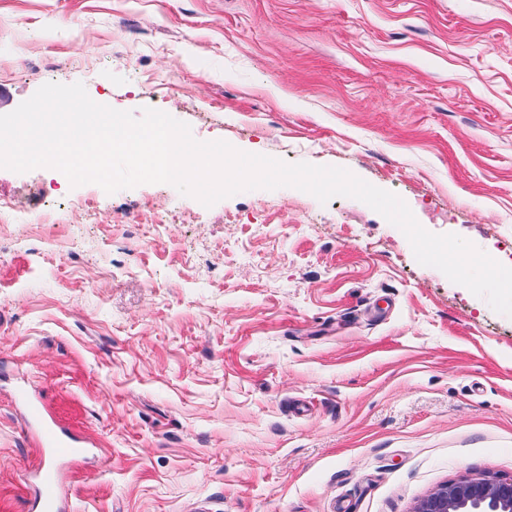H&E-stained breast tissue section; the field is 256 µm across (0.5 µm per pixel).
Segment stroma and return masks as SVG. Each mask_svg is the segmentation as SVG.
<instances>
[{
  "mask_svg": "<svg viewBox=\"0 0 512 512\" xmlns=\"http://www.w3.org/2000/svg\"><path fill=\"white\" fill-rule=\"evenodd\" d=\"M349 170L512 267V0H0V114L45 83ZM0 512H413L512 475V317L365 203L205 207L0 169ZM15 398L18 403L26 406L25 419L27 422L42 423L43 431L40 437V446L46 448L51 456L57 460H65L83 452V448L76 447L75 438L57 425H52L44 419L39 405L30 401L29 394L25 389H18ZM37 512H62L63 489L56 467H40L35 494Z\"/></svg>",
  "mask_w": 512,
  "mask_h": 512,
  "instance_id": "obj_1",
  "label": "stroma"
}]
</instances>
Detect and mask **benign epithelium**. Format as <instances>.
<instances>
[{"label":"benign epithelium","mask_w":512,"mask_h":512,"mask_svg":"<svg viewBox=\"0 0 512 512\" xmlns=\"http://www.w3.org/2000/svg\"><path fill=\"white\" fill-rule=\"evenodd\" d=\"M413 512H512V476L464 475L434 489Z\"/></svg>","instance_id":"1"}]
</instances>
